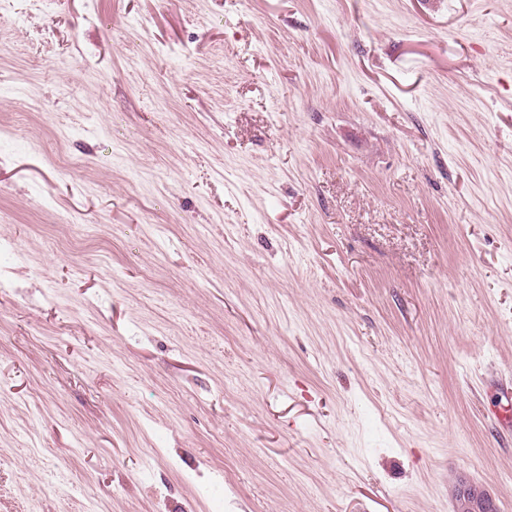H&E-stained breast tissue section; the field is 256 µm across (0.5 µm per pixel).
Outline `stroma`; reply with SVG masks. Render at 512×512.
<instances>
[{
  "instance_id": "stroma-1",
  "label": "stroma",
  "mask_w": 512,
  "mask_h": 512,
  "mask_svg": "<svg viewBox=\"0 0 512 512\" xmlns=\"http://www.w3.org/2000/svg\"><path fill=\"white\" fill-rule=\"evenodd\" d=\"M0 242V512H512V0H12Z\"/></svg>"
}]
</instances>
